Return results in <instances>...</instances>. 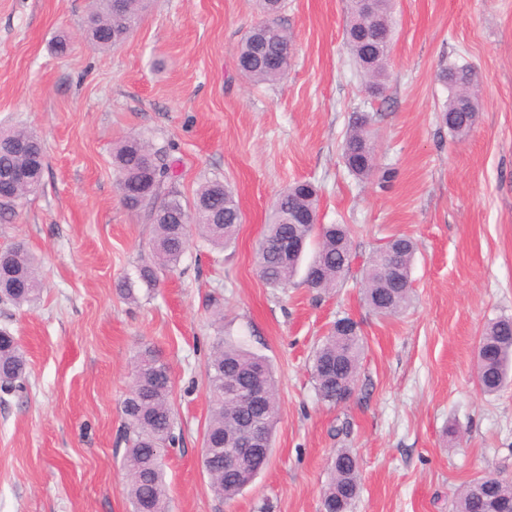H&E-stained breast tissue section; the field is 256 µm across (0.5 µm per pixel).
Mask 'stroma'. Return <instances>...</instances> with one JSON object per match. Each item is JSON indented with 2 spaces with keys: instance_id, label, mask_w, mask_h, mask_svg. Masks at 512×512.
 Wrapping results in <instances>:
<instances>
[{
  "instance_id": "1",
  "label": "stroma",
  "mask_w": 512,
  "mask_h": 512,
  "mask_svg": "<svg viewBox=\"0 0 512 512\" xmlns=\"http://www.w3.org/2000/svg\"><path fill=\"white\" fill-rule=\"evenodd\" d=\"M87 4L0 0V129L32 130L46 148L40 185L0 221V248L24 244L43 279L35 304H0V330L28 363L23 388L0 391V512H131L121 407L144 345L174 380L170 512H320L339 448L361 464L353 512H452L470 479L512 478V387L486 395L476 383L485 325L512 316V0H395L378 98L345 40L346 0H285L293 57L275 84L237 70L254 0H153L107 52L84 34ZM454 63L479 80L462 140L441 121L437 75ZM360 113L387 184L344 164ZM129 136L173 146L184 197L216 177L243 212L230 247L193 237L151 288L139 275L150 227L122 205L112 166ZM297 181L317 189L320 223L354 229L353 270L322 293L267 287L256 270L270 208ZM396 234L417 242L413 296L383 317L363 300L362 266ZM218 305L223 329L270 360L279 390L269 462L231 501L200 465ZM342 317L359 324L365 352L355 393L331 408L317 400L311 358Z\"/></svg>"
}]
</instances>
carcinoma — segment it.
I'll return each mask as SVG.
<instances>
[{"mask_svg":"<svg viewBox=\"0 0 512 512\" xmlns=\"http://www.w3.org/2000/svg\"><path fill=\"white\" fill-rule=\"evenodd\" d=\"M258 5L261 20L238 48V68L257 84H274L288 74L292 41L278 21L283 0H258ZM148 7L147 0H126L123 10L116 13L111 0H92L84 18L87 38L101 50L120 47ZM375 7L377 15L372 21L359 0H349L344 34L357 65L368 76L367 88L376 95L383 90L396 21L393 0H378ZM439 80L448 85L443 122L451 133L463 137L476 120L477 75L467 65H451L440 71ZM12 134L33 138L32 152L19 155L0 151V173L26 167L32 178L39 180L46 159L43 140L25 129H15ZM112 158L124 207L153 225L155 266L142 269L146 282L155 281V269L179 265L190 241L191 226L215 248L234 242L243 215L234 192L223 181H205L190 203L182 199L177 188L179 160L170 154V148H156L129 137L115 147ZM342 158L353 175L364 178L372 174L373 147L365 117L356 118L352 124L342 146ZM31 192L29 187H12L0 180V220L12 215L17 202ZM317 209L314 186L307 182L288 186L271 208L262 243L288 235L293 231L289 225L293 218L299 214L315 216ZM302 234L309 240L318 238L314 254L304 267L300 257L285 261L273 251L259 248V275L269 287L284 288L299 276L301 284L321 291L334 287L349 274L354 260L350 225H304ZM390 248L402 279L408 280L415 242L406 235H396ZM4 253L12 254V259L0 266V304H34L41 293L34 256L20 246L6 248ZM363 279L364 300L375 313L397 315L409 306L412 288L404 283L395 285L373 256L364 268ZM364 350V339L357 328L347 333L334 326L322 337L312 356L314 389L321 403L334 407L345 392L354 388L360 379ZM26 369L27 360L18 343L0 335V390L10 392L21 387ZM204 376L211 409L202 447L203 455L211 462L210 487L218 497L232 500L250 484L247 473L251 467L224 463L228 437L249 434L254 425L259 432L256 444L271 445L279 414L274 372L265 356L220 333L214 337ZM256 381L267 391L266 399L256 406L247 404L243 395L229 392L233 383L245 388ZM477 382L487 394L512 386V318H497L484 328L479 342ZM172 395L170 367L152 349L145 348L137 357L122 401L127 469L124 490L132 512H169L164 456L165 448L176 442ZM330 470L331 478L322 494V512H350L360 492L358 457L341 448L332 457ZM484 485L483 476L464 483L457 491L453 512H502L503 507L512 506L511 480H498L487 493L481 492Z\"/></svg>","mask_w":512,"mask_h":512,"instance_id":"obj_1","label":"carcinoma"}]
</instances>
